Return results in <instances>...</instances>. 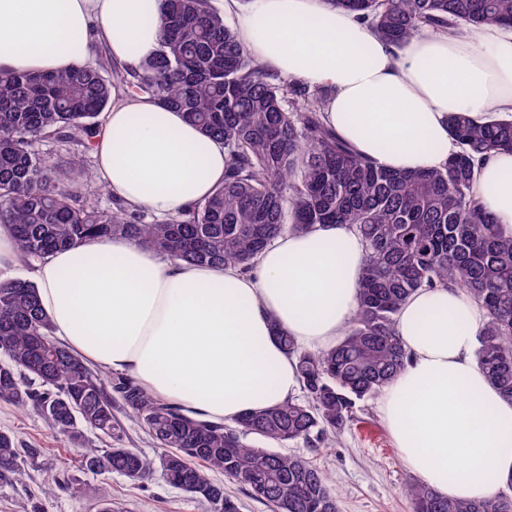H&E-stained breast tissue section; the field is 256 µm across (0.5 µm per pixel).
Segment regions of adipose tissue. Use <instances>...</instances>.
<instances>
[{"mask_svg": "<svg viewBox=\"0 0 512 512\" xmlns=\"http://www.w3.org/2000/svg\"><path fill=\"white\" fill-rule=\"evenodd\" d=\"M156 0H0V74L90 61L92 43L134 66L153 55ZM263 64L325 90L323 119L363 157L401 171L442 166L448 115L512 117V29L469 38L429 31L391 51L330 0H253L236 30ZM95 171L132 208L172 214L224 182L223 141L148 96L119 95L93 152ZM474 191L512 232V151L480 163ZM366 252L347 224L275 239L251 272L162 259L114 237L56 252L34 278L54 333L107 372L222 424L293 398L300 346H335L354 316ZM486 312L455 291L413 294L396 315L409 355L384 390L385 421L414 475L439 495L480 501L512 473V402L476 359Z\"/></svg>", "mask_w": 512, "mask_h": 512, "instance_id": "1", "label": "adipose tissue"}]
</instances>
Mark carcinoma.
Returning a JSON list of instances; mask_svg holds the SVG:
<instances>
[{
	"mask_svg": "<svg viewBox=\"0 0 512 512\" xmlns=\"http://www.w3.org/2000/svg\"><path fill=\"white\" fill-rule=\"evenodd\" d=\"M330 2L361 15L394 48L426 29L456 35L463 27L512 28V0ZM158 22L159 49L136 67L102 53L73 71L0 75V227L17 254L32 266L63 248L124 237L173 262L247 271L284 233L351 224L367 252L355 316L329 349L304 351L278 331L307 401L247 413L234 429L152 397L123 373L104 379L54 336L34 282L0 278V401L32 409L68 438L91 473H117L142 485L158 470L213 512H239L224 484L209 478L217 471L273 512H339L338 495L318 466L244 437L303 439L314 448L334 442L358 404L404 370L395 315L424 288H456L485 309L476 357L490 384L512 400V234L473 191L478 162L512 151V121L452 113L448 134L458 150L442 167L385 169L324 124L322 91L271 74L207 0H159ZM119 90L149 95L222 139L224 185L202 202L156 217L116 199L101 204L110 192L93 172L77 184L72 168L35 151L44 141L93 151L100 115ZM118 401L163 449L157 459L124 447ZM87 429L102 446L86 439ZM40 453L0 431V478L21 479L25 463ZM405 493L414 512H512L504 496L459 501L418 482Z\"/></svg>",
	"mask_w": 512,
	"mask_h": 512,
	"instance_id": "1",
	"label": "carcinoma"
}]
</instances>
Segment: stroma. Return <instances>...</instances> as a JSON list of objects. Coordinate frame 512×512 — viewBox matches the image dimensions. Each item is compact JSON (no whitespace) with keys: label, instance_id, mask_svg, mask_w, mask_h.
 Returning <instances> with one entry per match:
<instances>
[{"label":"stroma","instance_id":"35a3bbf8","mask_svg":"<svg viewBox=\"0 0 512 512\" xmlns=\"http://www.w3.org/2000/svg\"><path fill=\"white\" fill-rule=\"evenodd\" d=\"M0 430L13 433L20 447L41 451L28 462L23 480L0 481V512H32L36 506L42 512H98L106 501L116 512H212L207 502L171 487L158 472L142 487L117 473L84 471L68 439L32 411L0 402ZM279 451L320 467L339 493L340 512H412L404 485L413 475L383 420L380 397L362 403L335 447L313 448L300 439ZM51 473L63 485L47 495L43 485Z\"/></svg>","mask_w":512,"mask_h":512}]
</instances>
